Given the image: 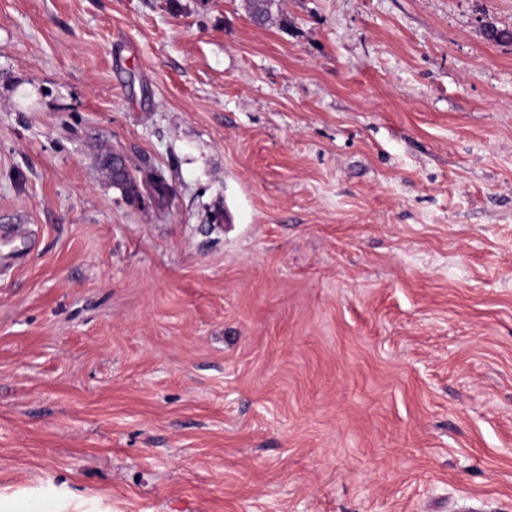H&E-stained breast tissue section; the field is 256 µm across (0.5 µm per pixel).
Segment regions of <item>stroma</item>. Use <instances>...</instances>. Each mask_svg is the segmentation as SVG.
Listing matches in <instances>:
<instances>
[{
	"mask_svg": "<svg viewBox=\"0 0 512 512\" xmlns=\"http://www.w3.org/2000/svg\"><path fill=\"white\" fill-rule=\"evenodd\" d=\"M488 24L512 0H0V494L512 512ZM142 177L144 181L150 185V196L155 200L156 204L161 208L169 207L168 198L171 186L169 185L165 172L162 169L151 168L143 171L140 170V177L133 176L129 170L126 169V181L116 185L123 190L128 200L136 202L140 200L141 192L135 185V182H139Z\"/></svg>",
	"mask_w": 512,
	"mask_h": 512,
	"instance_id": "stroma-1",
	"label": "stroma"
}]
</instances>
